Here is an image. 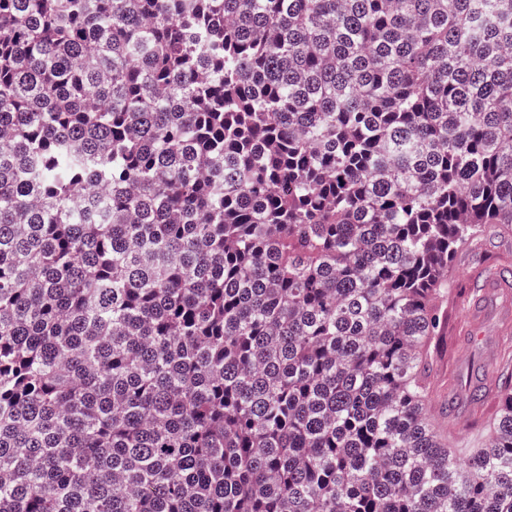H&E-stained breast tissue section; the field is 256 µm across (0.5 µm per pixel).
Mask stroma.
<instances>
[{
  "mask_svg": "<svg viewBox=\"0 0 512 512\" xmlns=\"http://www.w3.org/2000/svg\"><path fill=\"white\" fill-rule=\"evenodd\" d=\"M509 254L512 234L490 230L474 250L455 253L449 262L455 288L440 304L443 323L430 348L427 407L439 432L462 456L485 446L488 424L500 410L498 381L512 372V324L504 322V304L489 305L478 324L469 315L472 293L487 269ZM477 387L485 396L478 408L470 400Z\"/></svg>",
  "mask_w": 512,
  "mask_h": 512,
  "instance_id": "1",
  "label": "stroma"
}]
</instances>
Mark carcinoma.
Instances as JSON below:
<instances>
[{
	"instance_id": "obj_1",
	"label": "carcinoma",
	"mask_w": 512,
	"mask_h": 512,
	"mask_svg": "<svg viewBox=\"0 0 512 512\" xmlns=\"http://www.w3.org/2000/svg\"><path fill=\"white\" fill-rule=\"evenodd\" d=\"M512 225V0H0V512H512V376L428 414ZM508 254H512V234L489 230L473 252H457L449 262L456 287L440 303L444 319L429 352L433 364L427 407L437 429L448 437L460 458L473 448H484L488 424L500 410L498 379L512 371V319L509 325L504 323L502 307L507 300L512 308V288L489 280L485 288H505L506 296L488 306L480 324H474L469 315L473 291L480 290L485 301V291L478 287L486 270ZM477 386L485 400L474 412L470 395Z\"/></svg>"
}]
</instances>
